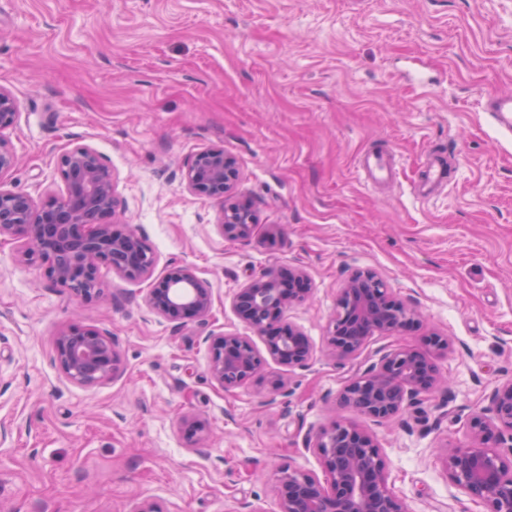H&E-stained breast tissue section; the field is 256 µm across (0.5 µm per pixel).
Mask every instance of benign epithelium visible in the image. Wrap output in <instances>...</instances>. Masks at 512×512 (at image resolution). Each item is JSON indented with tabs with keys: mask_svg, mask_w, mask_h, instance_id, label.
I'll list each match as a JSON object with an SVG mask.
<instances>
[{
	"mask_svg": "<svg viewBox=\"0 0 512 512\" xmlns=\"http://www.w3.org/2000/svg\"><path fill=\"white\" fill-rule=\"evenodd\" d=\"M17 118L14 96L0 85V239L18 243L20 256L38 263L55 287L83 300L100 297L103 268L131 280L151 277L156 257L142 236L132 229L115 232L123 204L115 192L112 167L93 148L77 146L58 158L65 187L59 197L38 203L3 185L1 178L17 165L4 131ZM183 175L192 194L219 204L217 225L225 237H251L255 218L251 206L235 198L234 156L220 147L202 150L187 161ZM309 293L308 276L300 267L263 271L239 289L232 300L234 315L258 335L267 356L259 354L249 336H209L211 378L232 389L265 376L269 359L290 368L307 366L314 352L309 337L290 322L277 328L273 324ZM212 300L209 283L188 264L170 268L147 294L154 311L201 321L210 315ZM419 324L416 307L396 298L377 273L357 271L336 297L327 347L337 356H350L365 349L374 336H394ZM55 347L62 374L74 384L97 385L116 374L119 352L105 332L73 325L57 335ZM440 382L428 358L400 346L350 378L340 400L383 421L416 406L419 394ZM489 399V412L470 421L472 443L446 450L445 470L485 512H512V380L497 384ZM185 437L193 445L201 443L204 424L186 421ZM305 447L318 456L326 479L299 470L279 472V512H409L388 484L385 458L372 435L337 420L308 433Z\"/></svg>",
	"mask_w": 512,
	"mask_h": 512,
	"instance_id": "1",
	"label": "benign epithelium"
}]
</instances>
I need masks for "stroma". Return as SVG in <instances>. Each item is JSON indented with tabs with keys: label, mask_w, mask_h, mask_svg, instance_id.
<instances>
[{
	"label": "stroma",
	"mask_w": 512,
	"mask_h": 512,
	"mask_svg": "<svg viewBox=\"0 0 512 512\" xmlns=\"http://www.w3.org/2000/svg\"><path fill=\"white\" fill-rule=\"evenodd\" d=\"M0 85L19 112L8 187L47 201L64 190L59 156L92 147L155 276L188 264L213 291L208 320L173 321L148 306L150 280L105 269L104 299L83 301L0 241V512H278L279 470L322 476L304 438L339 417L374 436L410 512H481L441 453L470 444L471 418L512 379V137L481 107L512 93V0H0ZM210 147L237 160L249 239L224 237L217 202L186 188V162ZM367 151L395 156L393 185L365 184ZM440 152L455 176L420 199ZM295 266L312 294L283 318L309 337L310 365L269 362L285 395L220 388L208 336L243 333L235 293ZM360 270L423 324L337 357L327 326ZM76 321L115 340L112 379L60 372L55 340ZM398 346L429 356L446 387L383 422L342 407L346 380ZM189 418L203 448L185 440Z\"/></svg>",
	"instance_id": "stroma-1"
}]
</instances>
